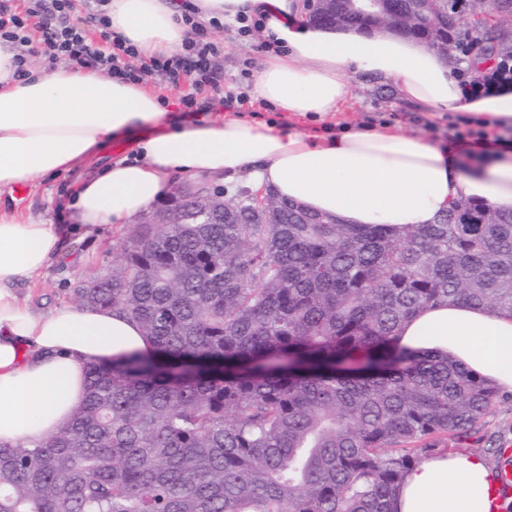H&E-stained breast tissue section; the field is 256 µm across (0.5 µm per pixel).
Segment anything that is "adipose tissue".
<instances>
[{"instance_id":"obj_1","label":"adipose tissue","mask_w":512,"mask_h":512,"mask_svg":"<svg viewBox=\"0 0 512 512\" xmlns=\"http://www.w3.org/2000/svg\"><path fill=\"white\" fill-rule=\"evenodd\" d=\"M198 17L262 19L277 45L248 94L288 122L200 112L169 123L163 100L142 83L66 65L13 76L15 49L0 44V193L67 172L80 158L122 140L133 157L113 159L76 183L53 224L16 209L0 211V442L33 446L65 427L85 396L86 370L146 348L129 315L95 306L31 309L18 287L36 281L73 237L103 225L134 224L175 183L199 176L248 178L305 210L342 224H432L458 201L512 209V152L470 166L419 131L385 125L306 133L294 120H334L349 99V73L390 83L418 112H464L512 126V85L474 90L464 64L411 37L309 23L299 0H194ZM108 30L140 56H166L190 37L169 0H109ZM403 344L436 347L512 392V315L457 303L418 314ZM481 455L441 452L404 476L396 512H503L488 494Z\"/></svg>"}]
</instances>
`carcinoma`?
Masks as SVG:
<instances>
[{"instance_id":"carcinoma-1","label":"carcinoma","mask_w":512,"mask_h":512,"mask_svg":"<svg viewBox=\"0 0 512 512\" xmlns=\"http://www.w3.org/2000/svg\"><path fill=\"white\" fill-rule=\"evenodd\" d=\"M387 3V31L447 35L418 20L425 0ZM312 20L372 27L352 0ZM267 203L276 224L189 203L186 224H139L74 289L150 350L91 364L58 433L0 444V512H395L407 471L468 437L497 390L399 330L459 302L512 314V209L397 227Z\"/></svg>"}]
</instances>
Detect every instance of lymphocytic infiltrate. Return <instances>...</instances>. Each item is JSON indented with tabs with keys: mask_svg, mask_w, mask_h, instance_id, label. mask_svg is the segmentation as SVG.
<instances>
[{
	"mask_svg": "<svg viewBox=\"0 0 512 512\" xmlns=\"http://www.w3.org/2000/svg\"><path fill=\"white\" fill-rule=\"evenodd\" d=\"M98 9L88 20L100 27L99 39L86 36L84 23L88 20L72 18V0H29L25 11L13 8L11 0H0V42L17 48L15 57L16 78L29 74V61L24 51L31 42V18H38L41 31L40 53L48 62L67 60L78 65L104 71L111 77L130 82L141 81L144 75L161 77L177 87L190 83L191 93L179 100L178 109L186 114L202 111L198 96L202 93L217 94L224 88V70L218 57L220 50L204 29L196 23L193 0H185L184 21L191 24L194 35L182 49L169 56L143 60L136 48L124 41L111 38L109 19L102 7L106 0H95ZM447 140L450 148L478 153H491L505 141L504 136L487 124L461 113L447 116Z\"/></svg>",
	"mask_w": 512,
	"mask_h": 512,
	"instance_id": "lymphocytic-infiltrate-1",
	"label": "lymphocytic infiltrate"
}]
</instances>
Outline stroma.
<instances>
[{
  "label": "stroma",
  "mask_w": 512,
  "mask_h": 512,
  "mask_svg": "<svg viewBox=\"0 0 512 512\" xmlns=\"http://www.w3.org/2000/svg\"><path fill=\"white\" fill-rule=\"evenodd\" d=\"M211 39L222 47L224 88L235 91L248 87L250 80L244 75L246 65L258 64L266 57L260 33H241L236 21H224L220 27L206 26ZM396 119L398 126L423 129L415 112L401 103L387 86L374 78L355 74L350 79L349 106L341 113V122L350 125H380L381 121ZM130 146L112 144L107 150L91 158L75 162L68 173L57 177H45L37 185L25 186L0 195V209L10 206L25 211L33 217L57 221V206L66 201L73 184L87 172L107 160L130 154ZM127 226H108L95 238L72 244L62 265L51 268L36 283L23 285L21 292L27 296L34 310L44 311L59 305H75L73 290L80 282L103 273L130 234ZM512 446V392H498L490 410L478 423L471 437L460 444L459 449L485 456L491 467H499L501 457L492 455L494 447Z\"/></svg>",
  "instance_id": "obj_1"
}]
</instances>
